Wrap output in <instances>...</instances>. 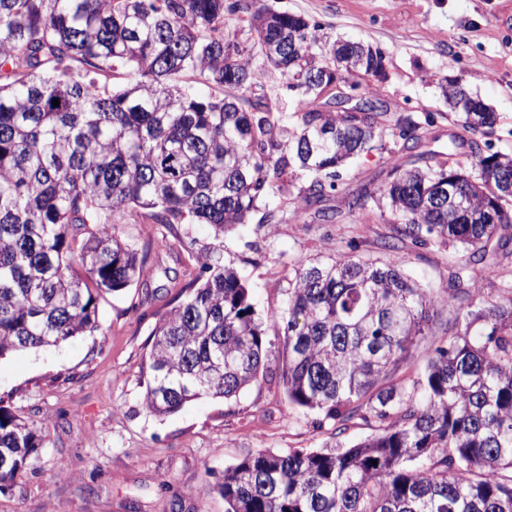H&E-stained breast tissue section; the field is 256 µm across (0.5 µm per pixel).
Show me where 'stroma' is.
<instances>
[{
	"instance_id": "stroma-1",
	"label": "stroma",
	"mask_w": 512,
	"mask_h": 512,
	"mask_svg": "<svg viewBox=\"0 0 512 512\" xmlns=\"http://www.w3.org/2000/svg\"><path fill=\"white\" fill-rule=\"evenodd\" d=\"M224 31L248 42L252 15L268 7L304 17L321 42L363 41L384 55L385 75L358 77L357 97L425 126L419 152L448 158L454 115L442 87L459 80L496 112L487 139L512 155V0H239ZM433 124H426V117ZM385 151L353 158L336 180L331 204L360 186L376 189L394 163L409 162L395 137ZM390 225L323 221L307 210L285 224L251 222L224 236V263L245 279L267 347L281 346L288 273L302 258L347 252L385 258L380 240ZM135 248H150L139 284L98 302L100 328L59 346L0 357V402L49 425V442L32 467L0 492V512H224L215 489L226 467L246 454L318 448L332 426L289 406L276 371L237 399L203 398L165 417L142 409L143 366L151 333L178 289L198 268L186 240L157 248L164 230L129 217L121 226ZM460 252L435 244L408 248L403 269L420 287L444 295Z\"/></svg>"
}]
</instances>
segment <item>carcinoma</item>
Here are the masks:
<instances>
[{"label": "carcinoma", "instance_id": "1", "mask_svg": "<svg viewBox=\"0 0 512 512\" xmlns=\"http://www.w3.org/2000/svg\"><path fill=\"white\" fill-rule=\"evenodd\" d=\"M237 8L0 0V357L99 329L98 298L146 272L148 251L118 234L127 215L177 235L206 224L214 242L195 253L199 274L151 333L143 409L166 416L202 397L229 400L273 360L288 404L333 423L319 449L258 450L224 469L225 512H512V196L500 188L512 157L477 139L496 113L456 112L450 143L468 146L470 166L434 168L419 154L393 166L388 186H364L330 210L337 168L385 150L399 128L414 150L420 124L327 109L320 85H287L289 117L266 96L246 97L269 71L289 79L309 63L334 69L336 57L307 31L255 67L261 47L281 44L302 16L256 12L246 46L224 36V13ZM298 170L311 176L304 208L326 219L357 222L371 205L390 214L389 252L436 243L468 253L448 272L458 307L420 377L404 368L440 299L397 258L297 261L270 358L222 239L261 202L264 223L300 217L279 202ZM479 280L499 281L498 299L472 287ZM356 419L374 434L348 444ZM48 427L0 405V487L29 469Z\"/></svg>", "mask_w": 512, "mask_h": 512}]
</instances>
